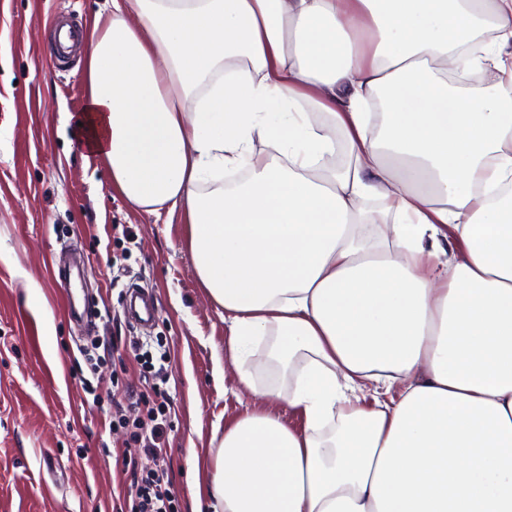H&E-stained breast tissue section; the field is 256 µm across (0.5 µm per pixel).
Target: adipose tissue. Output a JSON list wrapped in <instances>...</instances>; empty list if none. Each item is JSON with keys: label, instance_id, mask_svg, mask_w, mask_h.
<instances>
[{"label": "adipose tissue", "instance_id": "obj_1", "mask_svg": "<svg viewBox=\"0 0 512 512\" xmlns=\"http://www.w3.org/2000/svg\"><path fill=\"white\" fill-rule=\"evenodd\" d=\"M109 2L84 145L132 207L181 212L263 401L191 512H512V0Z\"/></svg>", "mask_w": 512, "mask_h": 512}]
</instances>
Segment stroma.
Wrapping results in <instances>:
<instances>
[{
  "label": "stroma",
  "mask_w": 512,
  "mask_h": 512,
  "mask_svg": "<svg viewBox=\"0 0 512 512\" xmlns=\"http://www.w3.org/2000/svg\"><path fill=\"white\" fill-rule=\"evenodd\" d=\"M105 0H0V512H122L127 489L163 465L174 512H189L190 465L207 474L215 424L242 410L224 360V310L202 287L181 214L131 209L82 145V58L58 61L57 22L84 25ZM87 320L67 312L62 275ZM149 289L155 319L129 320V287ZM158 389L162 457L121 452L133 429L108 426L103 399Z\"/></svg>",
  "instance_id": "obj_1"
}]
</instances>
